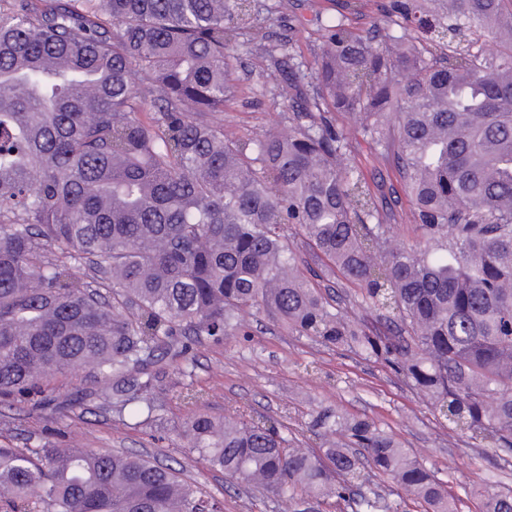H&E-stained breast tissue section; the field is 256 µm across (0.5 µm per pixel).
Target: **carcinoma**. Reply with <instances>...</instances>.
<instances>
[{"label": "carcinoma", "instance_id": "carcinoma-1", "mask_svg": "<svg viewBox=\"0 0 512 512\" xmlns=\"http://www.w3.org/2000/svg\"><path fill=\"white\" fill-rule=\"evenodd\" d=\"M304 70L266 48L288 127L224 131L229 50L257 0H0V397L88 369L124 424L154 421L151 368L192 360L245 314L393 366L472 445L512 457V0L311 5ZM494 50L487 49L488 43ZM399 178L420 232L393 243L397 197L349 162L357 139ZM300 236L359 289L383 334L342 319L299 268ZM302 448L240 412L182 425L211 469L299 512H457L435 473L374 421L324 409ZM512 512V488L476 492ZM0 512H221L137 454L0 447ZM367 478V486L374 487L377 485L379 489L383 490L390 500L395 501L398 504V512H425L424 507L406 497V495L395 484H393L391 480L386 479L385 482H382L379 478L372 475H367Z\"/></svg>", "mask_w": 512, "mask_h": 512}]
</instances>
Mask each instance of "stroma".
Returning <instances> with one entry per match:
<instances>
[{
  "instance_id": "stroma-1",
  "label": "stroma",
  "mask_w": 512,
  "mask_h": 512,
  "mask_svg": "<svg viewBox=\"0 0 512 512\" xmlns=\"http://www.w3.org/2000/svg\"><path fill=\"white\" fill-rule=\"evenodd\" d=\"M260 2L259 26L283 43L295 61L312 63L320 42L306 0ZM230 64L238 92L224 108L225 128L256 137L270 127L287 125L288 113L269 78V61L243 46ZM293 246L302 258V272L314 286L341 297L353 293V286L316 258L307 243L298 239ZM188 386L203 393L208 413L251 411L286 426L305 447L318 444L307 424L322 408L368 417L435 472L456 500L458 512H478L477 490L512 486V460H500L489 444L472 447L466 437L442 426L427 400L384 362L354 348L326 347L292 334L262 311L246 315L243 332L225 337L223 343L197 344L192 362L158 368L147 393L155 407L151 425L126 426L116 412L102 410L94 395L96 380L79 372L48 383L56 402L67 405L62 415L44 418L27 401L0 403V445L135 453L181 470L207 497L221 502L224 512H294L288 497L231 488L222 472L192 453L180 431L190 412L181 398Z\"/></svg>"
}]
</instances>
